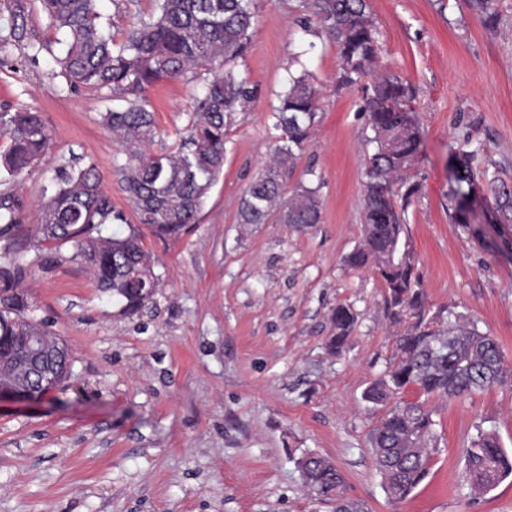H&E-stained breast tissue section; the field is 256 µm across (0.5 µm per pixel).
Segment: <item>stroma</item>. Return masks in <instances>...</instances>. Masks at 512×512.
Returning a JSON list of instances; mask_svg holds the SVG:
<instances>
[{"mask_svg": "<svg viewBox=\"0 0 512 512\" xmlns=\"http://www.w3.org/2000/svg\"><path fill=\"white\" fill-rule=\"evenodd\" d=\"M300 0H257L251 45L238 62L255 91L238 113L224 171L199 220L176 241L143 232L159 284L127 314L102 293L67 244L37 234L38 204L62 172L94 162L123 211L126 156L100 115L107 90L68 88L48 52L0 49V108L32 107L52 134L47 154L19 178L25 220L0 234V266L18 260L34 318L71 354L63 388L33 404H0V512H334L306 491L298 461L330 459L364 512H512V478L474 495L464 448L478 430L512 450V385L461 398L430 397L439 435L428 478L401 503L378 473L372 430L386 415L366 389L386 371L397 332L386 290L371 269L344 259L362 237L367 163L362 90L339 87L336 45L304 34ZM379 69L409 89L420 127V192L406 241L431 311L477 323L512 367V256L475 201L469 227L453 223L450 160L464 138L482 168L512 184V0L486 27L465 0H369ZM308 71L320 92L310 144L293 181L320 186L311 226L242 224L241 197L269 159L271 108L290 76ZM197 82L165 80L149 93L167 150L192 112ZM358 325L347 349L325 346L336 305Z\"/></svg>", "mask_w": 512, "mask_h": 512, "instance_id": "35a3bbf8", "label": "stroma"}]
</instances>
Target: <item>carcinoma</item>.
<instances>
[{
	"label": "carcinoma",
	"instance_id": "cac0c4a2",
	"mask_svg": "<svg viewBox=\"0 0 512 512\" xmlns=\"http://www.w3.org/2000/svg\"><path fill=\"white\" fill-rule=\"evenodd\" d=\"M154 8L129 25L115 40L102 22L97 0H40L51 25L63 32L57 59L71 87L106 89L124 102L102 115L103 124L127 151L120 166L123 189L138 223L159 239H177L197 222L204 199L224 168L227 137L253 100L249 82L236 69L247 52L256 0H153ZM493 27L498 0H466ZM9 13L7 34L0 45H27L33 33L23 0H0ZM307 15L300 19L309 35L327 34L339 51V85L351 86L372 73L379 49L368 0H303ZM206 74L203 94L194 98L190 123L168 151L146 148L159 135L148 92L163 80L189 82ZM408 95L403 82L380 74L367 89L360 110L367 116L365 141L372 148L362 193V243L347 257L355 268L369 267L387 290V303L400 327L394 358L386 373L371 385L365 399L389 406L369 439L387 494L400 502L428 477L438 435L432 412L423 401H405L414 386L424 397L457 398L502 385L512 379L495 338L475 323H444L432 314L416 270L414 255L402 243L405 213L420 184L409 182L419 158L417 128L399 112ZM319 90L301 72L291 77L273 109L281 130L269 161L244 191L240 224H266L270 219L290 224H318L320 186L286 184L310 142L319 112ZM0 138L8 141L0 154L6 173L0 192V222L5 229L22 222V205L11 183L36 165L50 147L51 135L42 113L32 108L0 112ZM464 147L452 156L457 188L452 220L468 224L471 198L480 191L478 149ZM488 202L495 223L512 229V186L490 183ZM124 211L102 190L95 163L64 173L53 194L39 205L38 231L45 240L70 244L73 257L87 267L96 286L124 302L123 310L138 313L158 286L151 253L142 234H99L105 224H126ZM25 269L14 261L0 267V383L18 390L31 385L27 357L43 352L53 371L44 383L51 394L71 373L67 345L43 322L27 314ZM358 323L355 311L338 305L332 311L327 346L342 351ZM304 485L316 499L336 504V512H358L346 501L343 474L327 458L308 454L302 465ZM512 476V453L491 430H480L465 451V477L481 495Z\"/></svg>",
	"mask_w": 512,
	"mask_h": 512
}]
</instances>
